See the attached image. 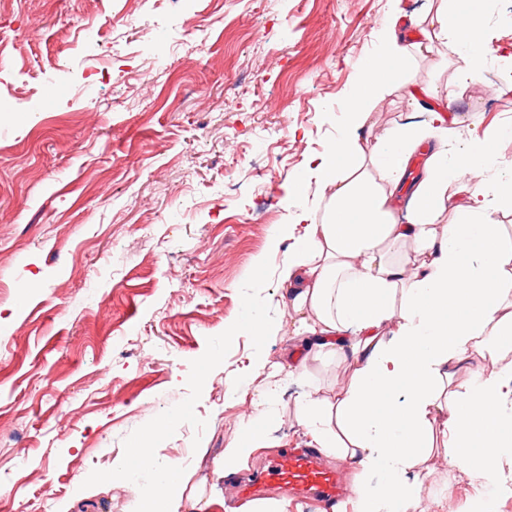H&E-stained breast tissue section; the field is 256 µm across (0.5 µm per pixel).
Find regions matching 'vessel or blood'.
Instances as JSON below:
<instances>
[{"instance_id": "1", "label": "vessel or blood", "mask_w": 512, "mask_h": 512, "mask_svg": "<svg viewBox=\"0 0 512 512\" xmlns=\"http://www.w3.org/2000/svg\"><path fill=\"white\" fill-rule=\"evenodd\" d=\"M275 486L303 498L318 499L337 505L342 495V484L336 471L322 466L310 449H293L270 459L244 485L246 495L255 496L266 487Z\"/></svg>"}]
</instances>
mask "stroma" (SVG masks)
Here are the masks:
<instances>
[{"label": "stroma", "instance_id": "1", "mask_svg": "<svg viewBox=\"0 0 512 512\" xmlns=\"http://www.w3.org/2000/svg\"><path fill=\"white\" fill-rule=\"evenodd\" d=\"M428 0H0V512H134L112 478L144 432L190 405L153 443L187 468L184 503L242 512L238 485L302 448L294 403L345 375L328 362L287 383L267 448L219 478L243 404L224 393L247 368L246 334L224 337L244 298L270 320L288 306L291 223L313 199L307 162L335 139L354 65L379 22L409 25ZM512 0H494L480 81L460 84L449 48L374 102V132L458 116L460 138L512 117L500 58ZM460 94L447 100L446 87ZM424 501L472 479L430 461ZM84 484H77V477Z\"/></svg>", "mask_w": 512, "mask_h": 512}]
</instances>
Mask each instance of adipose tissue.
Masks as SVG:
<instances>
[{
	"instance_id": "obj_1",
	"label": "adipose tissue",
	"mask_w": 512,
	"mask_h": 512,
	"mask_svg": "<svg viewBox=\"0 0 512 512\" xmlns=\"http://www.w3.org/2000/svg\"><path fill=\"white\" fill-rule=\"evenodd\" d=\"M491 0H432L415 33L399 38L396 22H380V38L348 94L344 124L329 151L308 163L318 192L292 223L274 226L273 241L291 238L279 274L288 317L271 324L252 301L225 335L250 333L253 368L225 396L240 403L253 374L269 380L241 434L224 450V474L239 470L267 443L279 418L283 379L309 375L333 360L351 374L333 397L304 393L295 404L309 447L351 465L354 512H424L428 461L444 455L469 474L466 512H498L512 497V171L500 146L512 121L428 145L426 128L388 131L362 141L370 104L413 77L418 53L434 41L453 47L462 82L480 80ZM426 157L405 206L395 199L418 150ZM287 336L293 354L269 364L263 342ZM152 426L138 446L151 479L144 512H178L186 481L177 464H156Z\"/></svg>"
}]
</instances>
